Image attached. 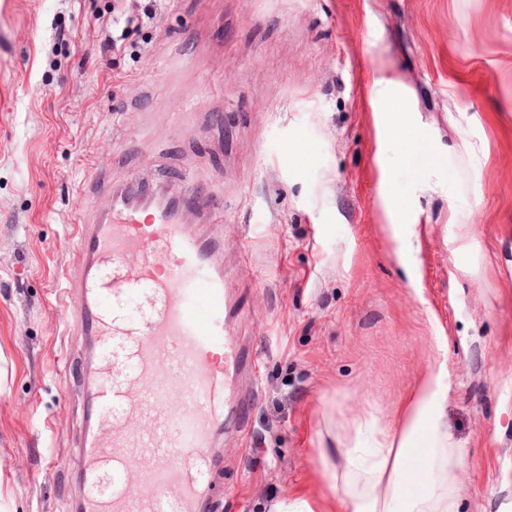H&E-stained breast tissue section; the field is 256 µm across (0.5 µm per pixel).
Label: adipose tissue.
Segmentation results:
<instances>
[{
    "instance_id": "ef3b65f1",
    "label": "adipose tissue",
    "mask_w": 512,
    "mask_h": 512,
    "mask_svg": "<svg viewBox=\"0 0 512 512\" xmlns=\"http://www.w3.org/2000/svg\"><path fill=\"white\" fill-rule=\"evenodd\" d=\"M390 117L388 135L410 154L432 152L413 135L402 101L390 85L377 91ZM445 362L434 364L409 397L398 421L377 425L370 417L352 423V435L321 449L322 482L336 512H458L456 473L466 457L448 429Z\"/></svg>"
}]
</instances>
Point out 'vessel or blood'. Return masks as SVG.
Listing matches in <instances>:
<instances>
[{"mask_svg": "<svg viewBox=\"0 0 512 512\" xmlns=\"http://www.w3.org/2000/svg\"><path fill=\"white\" fill-rule=\"evenodd\" d=\"M216 221L186 177L175 186L97 174L78 197L63 290L83 303L74 321L99 363L83 391L94 427L80 443L77 512H210L224 412H248L232 398L245 356L228 331ZM111 295L135 300L138 316L108 309ZM135 452L147 467L132 498L124 483Z\"/></svg>", "mask_w": 512, "mask_h": 512, "instance_id": "obj_1", "label": "vessel or blood"}]
</instances>
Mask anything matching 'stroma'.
I'll return each instance as SVG.
<instances>
[{"mask_svg":"<svg viewBox=\"0 0 512 512\" xmlns=\"http://www.w3.org/2000/svg\"><path fill=\"white\" fill-rule=\"evenodd\" d=\"M0 0V512H73L85 428L59 277L92 172L195 175L223 217L236 396L212 512L321 491L348 421L447 362L459 512H512V0ZM392 82L437 153L385 133ZM417 227L404 267L385 193Z\"/></svg>","mask_w":512,"mask_h":512,"instance_id":"obj_1","label":"stroma"}]
</instances>
